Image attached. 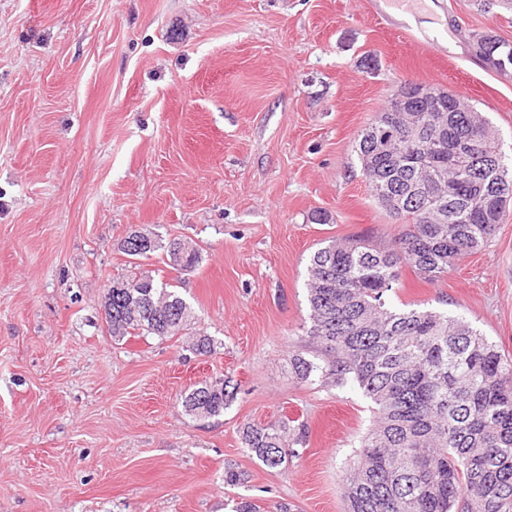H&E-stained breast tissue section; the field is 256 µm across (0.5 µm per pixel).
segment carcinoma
<instances>
[{"label": "carcinoma", "mask_w": 512, "mask_h": 512, "mask_svg": "<svg viewBox=\"0 0 512 512\" xmlns=\"http://www.w3.org/2000/svg\"><path fill=\"white\" fill-rule=\"evenodd\" d=\"M487 68H512V46L492 35L475 39ZM393 132L377 140L365 127L354 152L379 205L406 229L381 241L351 237L318 249L307 268L309 326L318 350L290 359L304 382L358 388L376 420L361 437L341 479L347 512H512V358L469 322L437 311L401 309L388 294L409 267L427 281L448 275L452 261L495 236L512 204V176L490 122L474 106L445 99L423 112L406 84ZM458 184L448 195V180ZM122 250L148 258L170 244ZM112 289V337L175 336L191 306L146 272ZM236 389L201 383L183 399L189 415L224 414ZM245 447L266 467H280L306 443L289 419L243 430Z\"/></svg>", "instance_id": "1"}]
</instances>
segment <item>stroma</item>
<instances>
[{"label":"stroma","instance_id":"obj_1","mask_svg":"<svg viewBox=\"0 0 512 512\" xmlns=\"http://www.w3.org/2000/svg\"><path fill=\"white\" fill-rule=\"evenodd\" d=\"M0 0V512H345L343 469L375 415L352 385L300 380L307 268L331 240L402 222L372 197L353 146L401 86L472 99L512 158V74L471 49L512 44L495 0ZM148 228L197 249L173 280ZM174 281L177 336L115 340L112 279ZM393 306L468 321L512 358V208L493 240L427 282L403 269ZM211 337L215 351L189 346ZM231 380L199 420L193 385ZM304 424L270 469L245 426ZM242 474L224 484L225 469ZM141 231H149L153 237L154 243H153L152 237L150 235H148L147 233H140ZM141 231H138V230L133 231L122 243V250L127 255L132 256L135 259L149 258L151 254H153L154 252H156L158 250H163L164 252H166V255L169 256L170 244H172L176 241H180V240H172V241H169L167 244H164L163 240L161 238H159V235L155 234V232H152L147 229H142ZM138 233H140L139 234L140 236L135 241L138 245H140L141 248H145L147 246L149 247L152 244L153 245L147 249L142 250V251H138L137 249L130 247L131 240ZM127 244H129V246ZM222 381L200 383L190 390L183 399L186 412L196 419H210L224 414L234 399L236 387L231 386L230 381H224V388L216 384Z\"/></svg>","mask_w":512,"mask_h":512}]
</instances>
